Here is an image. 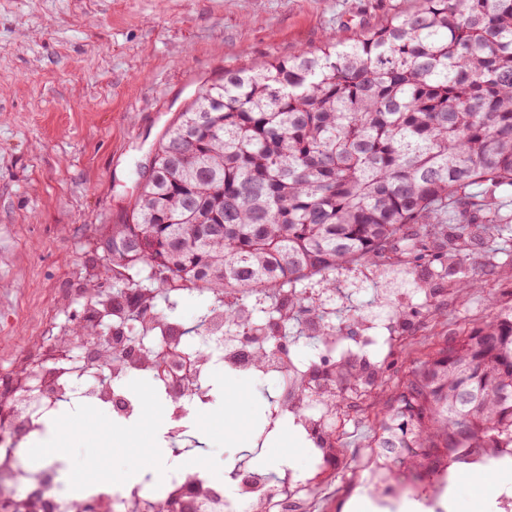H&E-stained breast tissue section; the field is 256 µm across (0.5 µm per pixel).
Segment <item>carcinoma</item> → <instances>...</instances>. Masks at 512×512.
I'll return each instance as SVG.
<instances>
[{
  "instance_id": "obj_1",
  "label": "carcinoma",
  "mask_w": 512,
  "mask_h": 512,
  "mask_svg": "<svg viewBox=\"0 0 512 512\" xmlns=\"http://www.w3.org/2000/svg\"><path fill=\"white\" fill-rule=\"evenodd\" d=\"M126 223L112 228L92 302L137 329L153 321L183 339L159 309L179 289L224 298L235 336L288 342V326L319 344L358 335L356 313L336 323L323 301L336 273L384 262L415 271L430 309L437 270L466 266L470 247L512 243V0H417L347 38L261 67L224 70L162 136ZM454 215L451 224L442 213ZM131 269L147 284L121 286ZM317 280L319 288L308 289ZM485 288L463 273L455 290ZM262 371L267 350H244ZM107 370L162 365L104 345ZM382 365L324 356L287 386L288 411L323 408L317 446L336 460V413L382 380ZM367 469L373 488L393 482L439 489L454 463L512 456V307L462 329L406 376L376 409Z\"/></svg>"
}]
</instances>
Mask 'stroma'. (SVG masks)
Listing matches in <instances>:
<instances>
[{
	"label": "stroma",
	"mask_w": 512,
	"mask_h": 512,
	"mask_svg": "<svg viewBox=\"0 0 512 512\" xmlns=\"http://www.w3.org/2000/svg\"><path fill=\"white\" fill-rule=\"evenodd\" d=\"M416 0H0V380L19 367L49 337L69 330L90 300L83 288L94 267L92 249L111 225L124 223L139 192V175L161 135L179 112L225 68L260 66L320 45L334 30L355 31L380 21L392 8ZM505 247L488 241L466 267L478 272L486 291L464 300L440 299L446 327L417 314L410 320L411 349L387 346L394 327L387 310L374 306L378 282L400 287L404 276L362 268L340 271L336 310L359 311L378 339L372 361L382 363L389 401L398 383L440 337L512 307V281L496 262ZM207 292L185 291L172 317L193 333L197 348ZM209 383L224 386L237 408L234 434L210 415L190 419L184 447L206 457L210 473L275 464L287 453V470L304 490L310 512H431L407 493L375 494L366 485V445L373 436V407L342 410L344 455L334 473L317 467L307 433H288L275 399L282 379L273 372L233 371L214 362ZM93 433L62 435L61 446L79 470L137 469L176 465L160 460L155 435L172 427L171 413L156 407L146 426L113 442L114 409L83 400ZM490 479H448L443 512H498L496 499L512 490V458L490 467Z\"/></svg>",
	"instance_id": "obj_1"
}]
</instances>
